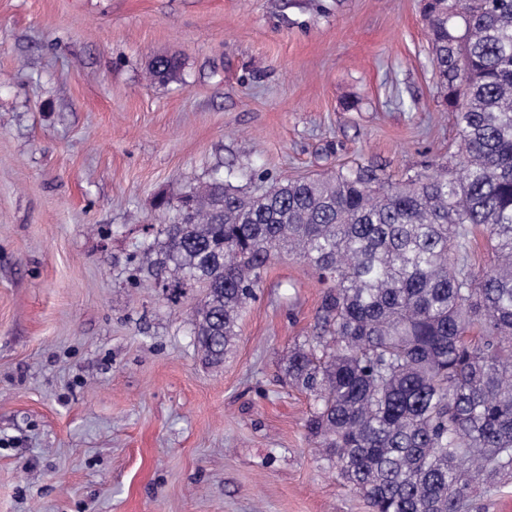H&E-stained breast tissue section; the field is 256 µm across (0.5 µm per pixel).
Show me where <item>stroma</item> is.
I'll return each instance as SVG.
<instances>
[{
	"mask_svg": "<svg viewBox=\"0 0 512 512\" xmlns=\"http://www.w3.org/2000/svg\"><path fill=\"white\" fill-rule=\"evenodd\" d=\"M456 137L421 0H0V512H371L282 380L314 269L271 259L215 369L200 289L132 287L127 258L214 173L396 180ZM182 63L176 56L157 55L149 66V74L154 80L169 82L177 78Z\"/></svg>",
	"mask_w": 512,
	"mask_h": 512,
	"instance_id": "1",
	"label": "stroma"
}]
</instances>
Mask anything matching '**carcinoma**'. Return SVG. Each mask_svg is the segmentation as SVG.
Segmentation results:
<instances>
[{
	"label": "carcinoma",
	"instance_id": "obj_1",
	"mask_svg": "<svg viewBox=\"0 0 512 512\" xmlns=\"http://www.w3.org/2000/svg\"><path fill=\"white\" fill-rule=\"evenodd\" d=\"M431 63L459 134L448 165L393 182L367 167L287 179L257 196L216 175L129 281L205 296L193 343L224 364L275 253L329 283L318 331L291 351L316 402L306 428L372 512H471L512 476V0H426ZM182 63L157 55L151 78ZM486 235L494 262L469 263Z\"/></svg>",
	"mask_w": 512,
	"mask_h": 512
}]
</instances>
